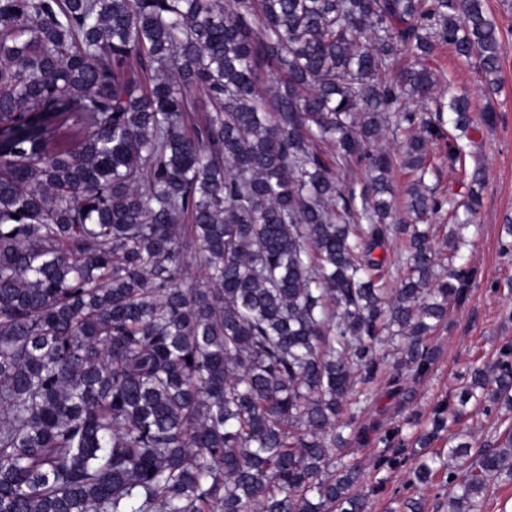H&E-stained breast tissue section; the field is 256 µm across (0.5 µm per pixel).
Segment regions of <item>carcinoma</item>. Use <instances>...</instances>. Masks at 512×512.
<instances>
[{
  "instance_id": "1",
  "label": "carcinoma",
  "mask_w": 512,
  "mask_h": 512,
  "mask_svg": "<svg viewBox=\"0 0 512 512\" xmlns=\"http://www.w3.org/2000/svg\"><path fill=\"white\" fill-rule=\"evenodd\" d=\"M503 44L484 0H0V512H368L385 486L337 429L384 345L425 371L475 277L483 172L459 199L427 180L493 108L429 61L446 46L495 94ZM472 400L512 412V344L426 433L385 432L448 433L408 512L441 468L448 512L512 481V424L476 455L453 431ZM375 254H382L386 257V263L389 267L388 288H398L405 257L400 242L397 239H393L386 251L377 250Z\"/></svg>"
}]
</instances>
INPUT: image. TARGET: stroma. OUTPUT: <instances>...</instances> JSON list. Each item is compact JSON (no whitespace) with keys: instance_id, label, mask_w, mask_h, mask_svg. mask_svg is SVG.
I'll list each match as a JSON object with an SVG mask.
<instances>
[{"instance_id":"stroma-1","label":"stroma","mask_w":512,"mask_h":512,"mask_svg":"<svg viewBox=\"0 0 512 512\" xmlns=\"http://www.w3.org/2000/svg\"><path fill=\"white\" fill-rule=\"evenodd\" d=\"M431 65L440 82L466 88L475 108L483 107V78L475 64L458 60L443 47ZM500 68L496 122L474 132L468 148V167H481L484 173L475 219L479 229L465 250L476 277L465 298L452 304L445 321L424 338L431 353L426 374L417 377L405 370L395 384L381 376L372 384L368 402L357 411V433L346 445L344 459L360 467L368 485L384 477L394 487L407 475L403 467L384 472L376 468L385 430L400 429L408 438L423 431L433 407L453 397L469 365L491 362L503 344L512 343V253L500 250L506 237L503 226L512 219V39L504 44Z\"/></svg>"}]
</instances>
